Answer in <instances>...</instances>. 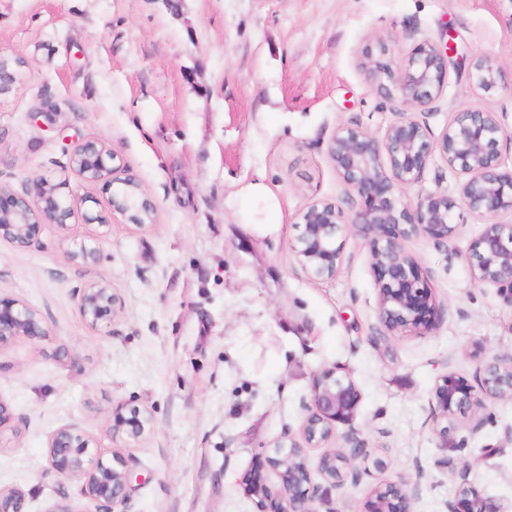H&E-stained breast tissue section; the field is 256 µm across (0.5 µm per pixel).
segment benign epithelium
I'll list each match as a JSON object with an SVG mask.
<instances>
[{
	"instance_id": "obj_1",
	"label": "benign epithelium",
	"mask_w": 512,
	"mask_h": 512,
	"mask_svg": "<svg viewBox=\"0 0 512 512\" xmlns=\"http://www.w3.org/2000/svg\"><path fill=\"white\" fill-rule=\"evenodd\" d=\"M368 79L384 96L403 107L397 119L379 138L358 126L336 129L328 154L344 183L362 200L363 208L351 216L334 202L319 200L307 205L298 216L300 233L294 253L298 264L314 281L336 276L343 263L339 239L358 232L369 241L377 277L378 319L387 336L419 335L428 330L430 319L440 309L430 289L421 282L417 261L402 241L420 230L443 242L456 235V210L463 207L485 221L480 236L465 254L474 282L492 283L512 303V224L498 221L512 211V172L501 170L500 142L504 131L495 113L465 107L453 113L446 129L432 139L415 112L428 108L449 81L450 69L460 70L454 48L423 40L408 55L397 56L380 44V57L364 63ZM473 86L485 93L498 88L503 69L496 58L479 55L469 64ZM439 153L449 167L465 175L458 196L444 192L421 193L406 198L430 156ZM71 168L84 180L111 185L121 169V159L112 147L99 141L79 144L70 155ZM123 184L136 190V197L112 196V210L140 228L145 221L135 218L144 209L154 212L152 201L133 176ZM65 182L34 178L30 187L18 192L0 185V239L19 249L37 244L45 224L65 226L86 203L64 193ZM80 264L97 261V250L80 245L70 253ZM76 306L83 323L99 330L122 309L121 297L106 282H94L78 291ZM49 336L41 314L17 299L0 297V349L21 338L40 341ZM512 398V357L483 364L477 386L453 374L441 376L432 392L437 434L442 445L457 429V419L486 399ZM361 394L352 378L337 368L317 372L311 385V404L301 440L291 437L276 441L260 459L245 483V494L256 501L260 512H317L314 502L326 496L346 478L359 477L355 462L368 457L366 443L353 427ZM349 426L345 434L348 451L326 450L319 458L318 472L324 484L312 480L307 449L319 448L332 436L336 425ZM153 430L151 415L136 406L117 403L112 407V436L139 441ZM49 471L80 483L83 497L96 503L98 512H113L125 500L131 486V471L118 454L106 460L76 427L64 425L46 440ZM274 470L280 491L273 493L263 477L264 467ZM467 468L459 473L458 490L448 502V512H500L467 482ZM408 481L373 488L361 512H411ZM26 498L17 488H0V512H25Z\"/></svg>"
}]
</instances>
